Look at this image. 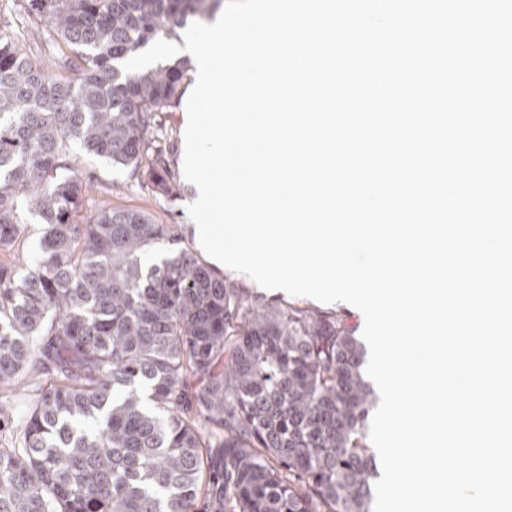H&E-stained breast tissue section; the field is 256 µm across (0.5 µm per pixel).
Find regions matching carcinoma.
Returning a JSON list of instances; mask_svg holds the SVG:
<instances>
[{"label": "carcinoma", "instance_id": "cac0c4a2", "mask_svg": "<svg viewBox=\"0 0 512 512\" xmlns=\"http://www.w3.org/2000/svg\"><path fill=\"white\" fill-rule=\"evenodd\" d=\"M221 2L18 0L40 18L20 30L0 14V386L34 393L23 447L0 448V512H371L375 397L348 316L260 305L187 248L146 265L174 226L95 197L72 150L169 195L159 117L189 66L123 64ZM25 229L21 235L19 247V262H30L37 258L40 253V240L43 235V225L37 214L32 211H25Z\"/></svg>", "mask_w": 512, "mask_h": 512}]
</instances>
